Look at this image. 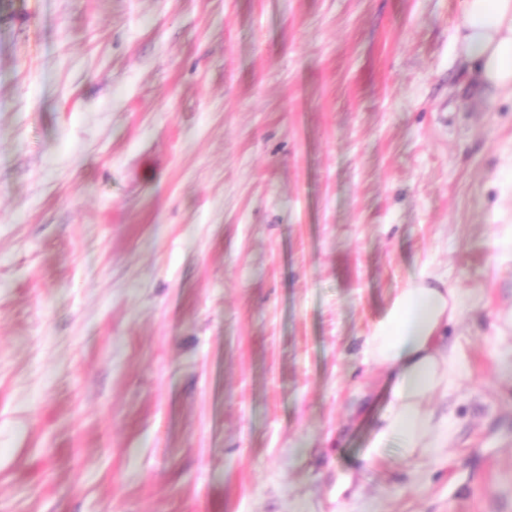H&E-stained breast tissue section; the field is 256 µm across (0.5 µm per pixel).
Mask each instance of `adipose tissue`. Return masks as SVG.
Masks as SVG:
<instances>
[{
  "mask_svg": "<svg viewBox=\"0 0 512 512\" xmlns=\"http://www.w3.org/2000/svg\"><path fill=\"white\" fill-rule=\"evenodd\" d=\"M456 46L481 86L512 91V0H463ZM460 311L456 291L433 286L430 275L422 273L400 290L372 328L366 357L388 371L390 403L373 434L369 459H377L392 440L414 454L436 433L435 418L423 402L448 391L453 366L440 333Z\"/></svg>",
  "mask_w": 512,
  "mask_h": 512,
  "instance_id": "ef3b65f1",
  "label": "adipose tissue"
}]
</instances>
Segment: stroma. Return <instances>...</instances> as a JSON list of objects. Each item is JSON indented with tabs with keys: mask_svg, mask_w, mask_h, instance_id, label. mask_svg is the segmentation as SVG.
<instances>
[{
	"mask_svg": "<svg viewBox=\"0 0 512 512\" xmlns=\"http://www.w3.org/2000/svg\"><path fill=\"white\" fill-rule=\"evenodd\" d=\"M462 0H0V512H512V91ZM463 299L445 437L365 339ZM431 279L425 272L412 278L367 338V360L390 374L389 408L373 434L369 462L391 440L407 455L429 448L426 440L437 432L423 401L448 392L453 366L440 333L461 306L455 290L433 286Z\"/></svg>",
	"mask_w": 512,
	"mask_h": 512,
	"instance_id": "stroma-1",
	"label": "stroma"
}]
</instances>
